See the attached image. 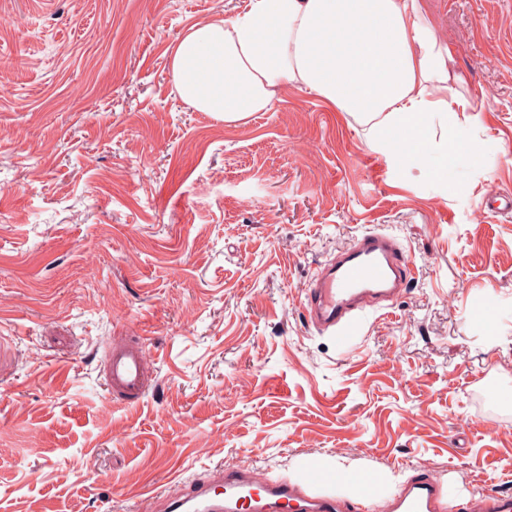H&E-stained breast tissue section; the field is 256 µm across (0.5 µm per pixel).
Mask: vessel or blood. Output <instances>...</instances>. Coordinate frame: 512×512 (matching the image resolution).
<instances>
[{
	"label": "vessel or blood",
	"mask_w": 512,
	"mask_h": 512,
	"mask_svg": "<svg viewBox=\"0 0 512 512\" xmlns=\"http://www.w3.org/2000/svg\"><path fill=\"white\" fill-rule=\"evenodd\" d=\"M408 260L390 234L369 230L328 261L305 290L304 308L312 325L349 348L357 321L367 309L390 308L407 285ZM154 361L146 348L127 340L113 344L106 356L104 380L110 399L132 404L145 392ZM446 473L415 476L398 493L374 503L368 512H439ZM329 482L310 470L301 483L272 480L265 471L220 464L203 476L188 477L149 495L144 512H347L328 493ZM477 512H512V493L482 494Z\"/></svg>",
	"instance_id": "1"
}]
</instances>
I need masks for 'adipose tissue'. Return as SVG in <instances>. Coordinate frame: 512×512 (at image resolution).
I'll list each match as a JSON object with an SVG mask.
<instances>
[{
	"instance_id": "obj_1",
	"label": "adipose tissue",
	"mask_w": 512,
	"mask_h": 512,
	"mask_svg": "<svg viewBox=\"0 0 512 512\" xmlns=\"http://www.w3.org/2000/svg\"><path fill=\"white\" fill-rule=\"evenodd\" d=\"M170 52L176 90L197 111L238 125L292 86L368 126L380 149L393 135L426 149L459 80L419 0H248Z\"/></svg>"
}]
</instances>
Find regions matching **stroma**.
Wrapping results in <instances>:
<instances>
[{"mask_svg": "<svg viewBox=\"0 0 512 512\" xmlns=\"http://www.w3.org/2000/svg\"><path fill=\"white\" fill-rule=\"evenodd\" d=\"M245 4L0 0V512H127L219 462L512 492V214L483 206L512 193V0H421L471 106L421 155L295 87L237 126L185 103L171 46ZM369 228L409 283L345 353L304 290ZM122 338L155 360L132 405ZM154 361L146 348L132 340L114 343L106 356L105 385L109 401L126 404L139 401L145 392V380Z\"/></svg>", "mask_w": 512, "mask_h": 512, "instance_id": "stroma-1", "label": "stroma"}]
</instances>
